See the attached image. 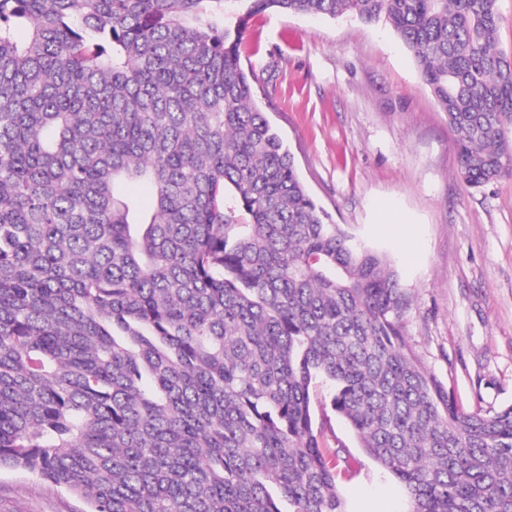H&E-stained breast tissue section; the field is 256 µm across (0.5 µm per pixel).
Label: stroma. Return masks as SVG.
I'll list each match as a JSON object with an SVG mask.
<instances>
[{
	"label": "stroma",
	"instance_id": "35a3bbf8",
	"mask_svg": "<svg viewBox=\"0 0 512 512\" xmlns=\"http://www.w3.org/2000/svg\"><path fill=\"white\" fill-rule=\"evenodd\" d=\"M240 55L311 197L389 257L411 299L414 357L465 409L512 404V177L479 190L459 177L448 117L386 21L267 12ZM323 415L349 512H408L349 425ZM80 508L51 484L0 473V512Z\"/></svg>",
	"mask_w": 512,
	"mask_h": 512
}]
</instances>
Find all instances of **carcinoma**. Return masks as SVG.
I'll return each instance as SVG.
<instances>
[{
  "label": "carcinoma",
  "instance_id": "carcinoma-1",
  "mask_svg": "<svg viewBox=\"0 0 512 512\" xmlns=\"http://www.w3.org/2000/svg\"><path fill=\"white\" fill-rule=\"evenodd\" d=\"M497 2L0 0V471L81 512H347L321 382L409 512H512V405L417 363L396 271L308 194L239 54L268 11L385 18L480 189L512 175Z\"/></svg>",
  "mask_w": 512,
  "mask_h": 512
}]
</instances>
